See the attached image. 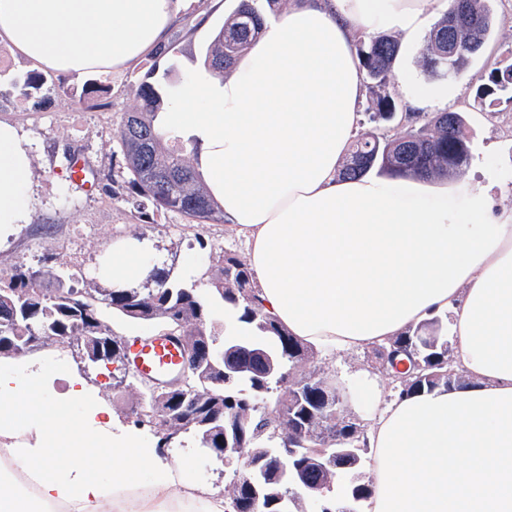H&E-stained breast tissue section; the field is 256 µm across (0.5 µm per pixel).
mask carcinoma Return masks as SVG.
<instances>
[{
    "mask_svg": "<svg viewBox=\"0 0 512 512\" xmlns=\"http://www.w3.org/2000/svg\"><path fill=\"white\" fill-rule=\"evenodd\" d=\"M264 15L257 0H243L218 29L204 49L203 64L217 76L233 66L257 40ZM496 26L492 0H448V11L441 15L424 38L422 67L430 80L459 76L468 71L473 61L491 40ZM458 44V51L448 48ZM356 53L367 78L369 121L350 146L339 170V177L352 179L373 170L388 176L415 177L429 182L444 181L463 173L472 159L471 139L464 116L455 111L409 112L408 124L399 117L397 97L390 89L394 62L399 53V39L379 32L368 40L358 39ZM512 90V65L494 67L483 78L476 91L475 102L482 106L499 91ZM155 84L144 81L137 90L139 105L121 115L117 137L121 143L126 169L131 174L129 189L142 198L140 220L153 222L161 211L180 212L200 223L224 221L219 208L194 167L186 158V147L163 135L156 126L164 97ZM83 274L73 272L60 276L49 269L18 267L0 276V325H10V336H33L39 339L28 349L46 344L40 338L41 324L47 322L52 341L71 342L80 336L81 350L89 355L88 345L97 336H105L112 328L102 308L130 322H162L176 327L189 345L212 343L208 331L212 309L201 289L208 288L224 303V311L235 317L238 327L253 333L252 341L262 346L283 367L284 388L274 392L271 383L253 374L226 384L224 365L205 364L194 368L191 422L171 414L177 396L166 391L154 395L155 412L143 415L132 411L135 423L152 427L165 426L177 432L199 430L206 437L217 423L229 416L249 414L235 439L237 447L224 452L231 461L241 453L250 454L257 467L265 470L271 499L264 512H281L278 497L287 494L288 474L270 466L273 456L288 452L286 441L300 428L315 434V441L294 449V465L310 486H318L325 478L321 469L322 455H335L337 479L348 481L349 497L358 499L362 508L371 495L370 484L360 479V471L368 460L370 448L367 432L357 429L352 421L334 422L322 428L315 424L307 407L336 398V386L323 384L317 376L313 346L288 334L264 311L253 274L247 263L226 251L218 256L217 272L191 284L171 279V269L156 266L149 288H112L98 295L77 288ZM418 336H432L434 342L420 350L421 377L408 378L395 384L403 395L436 388L460 386L464 376L448 375V335L439 315L411 326L388 339L374 350L375 358L388 372H395L394 353L412 346ZM227 358L244 366L253 357L237 343L224 345ZM227 500L233 512H248L246 488L236 479Z\"/></svg>",
    "mask_w": 512,
    "mask_h": 512,
    "instance_id": "obj_1",
    "label": "carcinoma"
}]
</instances>
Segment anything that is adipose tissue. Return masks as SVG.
Wrapping results in <instances>:
<instances>
[{
    "label": "adipose tissue",
    "mask_w": 512,
    "mask_h": 512,
    "mask_svg": "<svg viewBox=\"0 0 512 512\" xmlns=\"http://www.w3.org/2000/svg\"><path fill=\"white\" fill-rule=\"evenodd\" d=\"M185 0H0V37L58 72L126 69L161 44ZM448 0H289L224 77L188 87L161 116L197 146L196 171L247 239L257 295L315 347L381 344L440 313L467 386L391 395L373 417L365 512H512V210L483 191L468 210L424 180L338 177L357 130L364 73L355 36L412 42ZM31 147L0 123V227L25 223ZM145 241L114 245L110 287L152 270ZM67 413L48 376L0 361V457L33 491L0 490V512H229L217 491L167 472L156 444L111 427L109 407L69 375ZM57 424L58 464L39 422ZM159 471L143 482V471Z\"/></svg>",
    "instance_id": "1"
}]
</instances>
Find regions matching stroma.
<instances>
[{
  "instance_id": "35a3bbf8",
  "label": "stroma",
  "mask_w": 512,
  "mask_h": 512,
  "mask_svg": "<svg viewBox=\"0 0 512 512\" xmlns=\"http://www.w3.org/2000/svg\"><path fill=\"white\" fill-rule=\"evenodd\" d=\"M496 33L471 69L458 76L460 93L453 111L463 113L471 137L472 160L457 179L451 202L465 206L475 185L488 187L497 207L512 208V94H498L493 105L474 107L481 73L512 64V0H494ZM223 0H198L183 11L163 41L164 53H152L137 66L117 72L72 73L65 93L45 92L24 97L23 78L37 66L17 52L0 66V123L15 126L32 149L28 221L0 229V274L12 269L46 266L61 274L82 271L84 287L104 288L97 273L101 256L117 238H141L157 261L171 266L172 276L185 280L187 265L215 268L220 250L246 257L243 235L223 223H197L176 212H162L153 224L139 219L135 200L126 194L129 174L117 138L120 117L136 105V91L146 79L164 87H186L204 71L202 53L224 21ZM97 87L98 106L88 109L83 92ZM85 163L83 181L70 175L69 158ZM113 180L115 195L104 194L101 183ZM20 361L51 376L56 404L68 409L67 376L79 371L112 411L116 422H133L132 407L140 403L138 389L123 386L119 363L93 364L69 344L49 343L23 353ZM319 374L333 376L346 390L345 409L360 419L374 414L372 398L386 394L392 384L371 348L333 354L317 352ZM169 466L190 485L221 492L232 488V468L204 455L194 433L180 434L166 450Z\"/></svg>"
}]
</instances>
